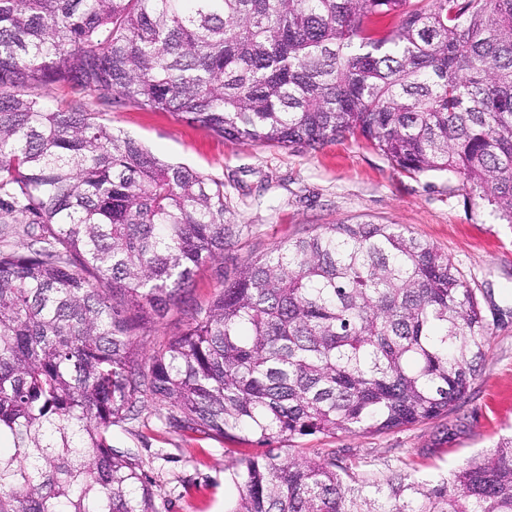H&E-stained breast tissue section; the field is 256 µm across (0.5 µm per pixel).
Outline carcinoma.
I'll return each mask as SVG.
<instances>
[{"label": "carcinoma", "instance_id": "obj_1", "mask_svg": "<svg viewBox=\"0 0 512 512\" xmlns=\"http://www.w3.org/2000/svg\"><path fill=\"white\" fill-rule=\"evenodd\" d=\"M49 85L52 109L33 93ZM99 107L278 148L354 139L462 178L512 224V0H0V223L42 240L0 251V512H156L111 444L148 401L265 446L232 464L227 512H512V439L432 487L278 448L439 418L479 371L476 293L397 224L278 242L142 356L134 330L224 256V182Z\"/></svg>", "mask_w": 512, "mask_h": 512}]
</instances>
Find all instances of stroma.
Listing matches in <instances>:
<instances>
[{
    "label": "stroma",
    "mask_w": 512,
    "mask_h": 512,
    "mask_svg": "<svg viewBox=\"0 0 512 512\" xmlns=\"http://www.w3.org/2000/svg\"><path fill=\"white\" fill-rule=\"evenodd\" d=\"M109 118L163 159L224 183L225 223L232 226L224 258L201 266L180 308L148 334L143 354L180 335L192 307L230 284L247 258L284 238L305 237L327 224H399L436 246L460 270L491 328V348L467 394L448 415L381 434L340 433L297 440L299 453L335 452L362 479L406 473L436 482L512 435V224L474 197L454 175L411 177L361 142L318 150L230 141L167 113L135 108ZM112 446L143 463L157 512H226L238 491L228 464L237 445L170 428L159 406H141L112 427Z\"/></svg>",
    "instance_id": "35a3bbf8"
}]
</instances>
